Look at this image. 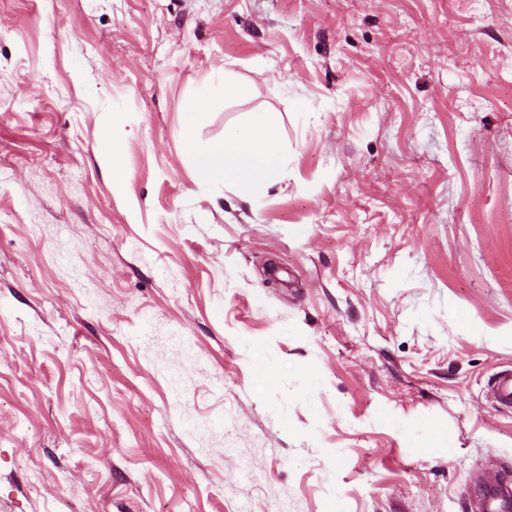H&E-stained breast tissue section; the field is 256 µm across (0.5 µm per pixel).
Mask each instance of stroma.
I'll use <instances>...</instances> for the list:
<instances>
[{"instance_id":"35a3bbf8","label":"stroma","mask_w":512,"mask_h":512,"mask_svg":"<svg viewBox=\"0 0 512 512\" xmlns=\"http://www.w3.org/2000/svg\"><path fill=\"white\" fill-rule=\"evenodd\" d=\"M509 369L512 0H0V512H480ZM185 144L201 184L270 186L278 182L285 164L276 127L265 112L251 113L246 125L229 131L220 143L198 142L188 132Z\"/></svg>"}]
</instances>
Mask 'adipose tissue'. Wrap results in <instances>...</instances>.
<instances>
[{"mask_svg": "<svg viewBox=\"0 0 512 512\" xmlns=\"http://www.w3.org/2000/svg\"><path fill=\"white\" fill-rule=\"evenodd\" d=\"M197 182L208 185H272L279 180L284 160L278 153V134L267 113H252L243 127L225 134L222 142L202 143L186 136Z\"/></svg>", "mask_w": 512, "mask_h": 512, "instance_id": "adipose-tissue-1", "label": "adipose tissue"}]
</instances>
